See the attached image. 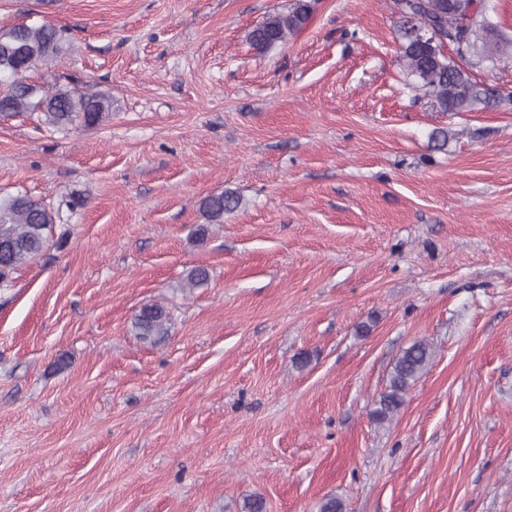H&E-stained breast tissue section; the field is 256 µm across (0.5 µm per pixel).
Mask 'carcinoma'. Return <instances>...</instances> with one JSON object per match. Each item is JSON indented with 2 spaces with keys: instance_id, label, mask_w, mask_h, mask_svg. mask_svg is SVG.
Listing matches in <instances>:
<instances>
[{
  "instance_id": "cac0c4a2",
  "label": "carcinoma",
  "mask_w": 512,
  "mask_h": 512,
  "mask_svg": "<svg viewBox=\"0 0 512 512\" xmlns=\"http://www.w3.org/2000/svg\"><path fill=\"white\" fill-rule=\"evenodd\" d=\"M399 16L417 17L423 26L438 31L441 38L430 44L413 37L401 27L400 58L407 75L426 90L444 112H466L482 104L499 106L512 102V92L503 93L472 79L470 71L453 61L443 44L453 47L462 60L482 61L512 54V43L486 39L493 23L485 0H392ZM307 0H295L286 13H275L248 32L247 40L258 52L284 43L297 33L309 17ZM62 29L52 23L16 24L0 27V112L19 114L39 112L53 126L77 123L86 127L104 121L112 110L111 100L103 94L75 87L55 86L48 90L26 81L28 61L46 64L63 52ZM241 199L225 191L201 202L207 223L196 230V239L204 241L208 225L224 223V213L237 209ZM54 224L53 211L45 204L19 193L0 199V282L4 283L18 268L26 265L46 248L47 231ZM172 316L161 304L143 305L131 321V330L142 342L155 345L169 336ZM433 360L430 345L417 340L395 359L385 392L373 411L379 422L392 420L405 404L411 386Z\"/></svg>"
}]
</instances>
